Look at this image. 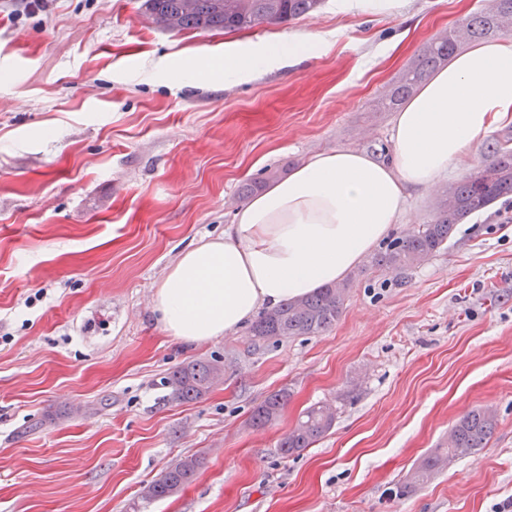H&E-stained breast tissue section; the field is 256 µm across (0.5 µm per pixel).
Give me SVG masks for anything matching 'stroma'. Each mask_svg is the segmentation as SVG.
<instances>
[{"label":"stroma","instance_id":"stroma-1","mask_svg":"<svg viewBox=\"0 0 512 512\" xmlns=\"http://www.w3.org/2000/svg\"><path fill=\"white\" fill-rule=\"evenodd\" d=\"M142 0H0V512H495L512 502V201L458 225L397 287L362 263L317 336L198 346L156 323L181 250L223 237L248 180L331 148L384 146L382 98L409 58L483 0H400L240 32L171 33ZM320 36L298 66L224 79L225 48ZM219 358L203 399L175 367ZM290 398L254 427L270 393ZM329 433L284 458L309 405ZM486 446L399 487L466 412ZM40 429L21 434L23 425ZM205 465L143 503L175 459ZM221 360L210 358L183 364L164 377L162 386L168 390L163 400L192 402L202 399L211 390L213 374Z\"/></svg>","mask_w":512,"mask_h":512}]
</instances>
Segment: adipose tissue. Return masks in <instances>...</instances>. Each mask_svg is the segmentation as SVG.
I'll list each match as a JSON object with an SVG mask.
<instances>
[{
	"instance_id": "obj_1",
	"label": "adipose tissue",
	"mask_w": 512,
	"mask_h": 512,
	"mask_svg": "<svg viewBox=\"0 0 512 512\" xmlns=\"http://www.w3.org/2000/svg\"><path fill=\"white\" fill-rule=\"evenodd\" d=\"M302 58L288 38L228 49L239 82ZM512 124V37L452 58L396 113L390 157L357 149L311 155L287 178L238 206L223 238L182 252L153 298L163 330L200 344L244 326L262 309L340 283L383 242L412 196L447 179L463 157Z\"/></svg>"
}]
</instances>
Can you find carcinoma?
Segmentation results:
<instances>
[{
    "instance_id": "cac0c4a2",
    "label": "carcinoma",
    "mask_w": 512,
    "mask_h": 512,
    "mask_svg": "<svg viewBox=\"0 0 512 512\" xmlns=\"http://www.w3.org/2000/svg\"><path fill=\"white\" fill-rule=\"evenodd\" d=\"M324 0H143L141 10L149 24L169 32H234L261 25H279L316 14ZM501 33H512V0H488L452 29L426 42L403 67L396 84L385 97L392 109L415 94L427 77L448 62L461 45ZM490 160L473 167L455 185L438 193L429 221L395 238L372 257L381 272L404 282L409 271L448 245L457 225L482 213L502 199H512V139L487 146ZM346 287L331 285L308 297L288 299L264 312L251 325L250 346L295 336H316L333 326L342 314ZM220 366L215 358L183 364L164 377L166 401L192 402L211 390L213 374ZM289 394L278 391L267 396L253 411L251 425L274 421L284 409ZM335 412L326 405L308 407L293 429L279 442L280 454L288 457L311 447L333 427ZM495 427L492 414L475 408L453 426L452 441L426 455L400 492L426 482L451 462L484 447ZM203 467V458L192 454L171 462L160 478L148 484L141 495L144 503L171 497L191 485Z\"/></svg>"
}]
</instances>
